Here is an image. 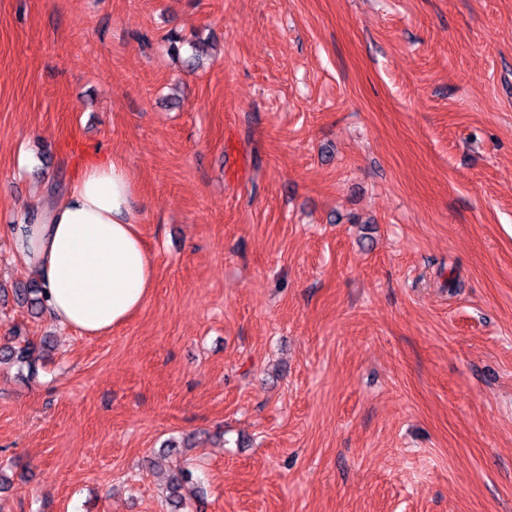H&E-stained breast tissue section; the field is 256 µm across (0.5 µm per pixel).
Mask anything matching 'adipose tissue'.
Returning <instances> with one entry per match:
<instances>
[{
	"mask_svg": "<svg viewBox=\"0 0 512 512\" xmlns=\"http://www.w3.org/2000/svg\"><path fill=\"white\" fill-rule=\"evenodd\" d=\"M131 174L119 156L84 165L64 201L20 208L15 257L42 283L48 316L99 336L148 301L155 264L137 231Z\"/></svg>",
	"mask_w": 512,
	"mask_h": 512,
	"instance_id": "ef3b65f1",
	"label": "adipose tissue"
}]
</instances>
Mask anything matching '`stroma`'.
I'll list each match as a JSON object with an SVG mask.
<instances>
[{"mask_svg":"<svg viewBox=\"0 0 512 512\" xmlns=\"http://www.w3.org/2000/svg\"><path fill=\"white\" fill-rule=\"evenodd\" d=\"M86 150L156 264L96 337L13 294L16 205ZM19 334L54 350L0 364V512H170L178 465L186 512H512V0H0ZM169 42L170 51L177 57L180 56L181 50L187 46L191 50V54L187 59L188 66L195 68L200 63V60L207 54V45L200 40H185L180 34L172 32L167 38ZM197 64V65H195Z\"/></svg>","mask_w":512,"mask_h":512,"instance_id":"35a3bbf8","label":"stroma"}]
</instances>
